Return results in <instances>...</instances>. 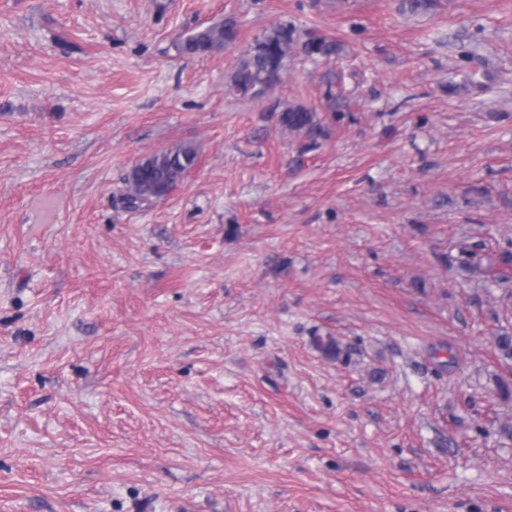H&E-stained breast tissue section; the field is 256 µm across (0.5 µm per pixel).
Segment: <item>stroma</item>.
I'll list each match as a JSON object with an SVG mask.
<instances>
[{
  "mask_svg": "<svg viewBox=\"0 0 512 512\" xmlns=\"http://www.w3.org/2000/svg\"><path fill=\"white\" fill-rule=\"evenodd\" d=\"M504 271L512 0H0V512H512ZM238 31L230 19H224L199 30L186 33L177 43L181 55H206L224 50L237 40ZM299 45L291 25L279 24L266 29L239 60L226 87L228 94L237 98L264 97L278 83L286 60ZM279 122L283 129L290 132L310 134L319 129L316 112L302 105H284L279 111ZM197 148L178 143L137 163L128 175L131 198L140 201L165 197L196 165Z\"/></svg>",
  "mask_w": 512,
  "mask_h": 512,
  "instance_id": "1",
  "label": "stroma"
}]
</instances>
